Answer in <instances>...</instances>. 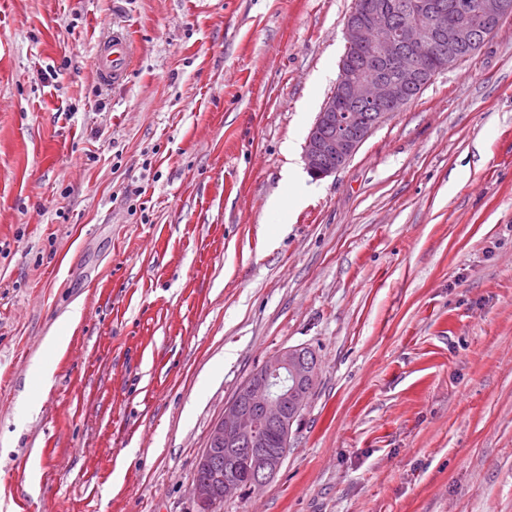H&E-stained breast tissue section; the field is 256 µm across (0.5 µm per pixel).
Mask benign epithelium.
<instances>
[{"mask_svg":"<svg viewBox=\"0 0 512 512\" xmlns=\"http://www.w3.org/2000/svg\"><path fill=\"white\" fill-rule=\"evenodd\" d=\"M512 16V0H410L406 18L394 22L379 4L351 13L344 25L346 54L337 84L308 132L304 144L307 171L322 179L343 168L371 132L411 102L421 84L424 60L446 55L443 67L455 65L446 44L476 48L484 36ZM378 29L384 35H371ZM364 50L383 72L368 79L357 70L351 52ZM316 357L297 348L269 356L224 406V414L208 436L192 482L198 512L266 486L280 469L291 442L293 425L306 410L316 381ZM272 429L279 447L266 448L264 430ZM245 452L249 468L244 478L226 477L218 466L222 453Z\"/></svg>","mask_w":512,"mask_h":512,"instance_id":"1","label":"benign epithelium"}]
</instances>
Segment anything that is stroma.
<instances>
[{"label":"stroma","instance_id":"obj_1","mask_svg":"<svg viewBox=\"0 0 512 512\" xmlns=\"http://www.w3.org/2000/svg\"><path fill=\"white\" fill-rule=\"evenodd\" d=\"M354 6L0 0V512H197L211 427L294 346L292 446L221 512H512V17L269 213ZM133 55V47L127 36L112 30L105 41L99 42L95 52V68L99 81L105 86L121 84Z\"/></svg>","mask_w":512,"mask_h":512}]
</instances>
